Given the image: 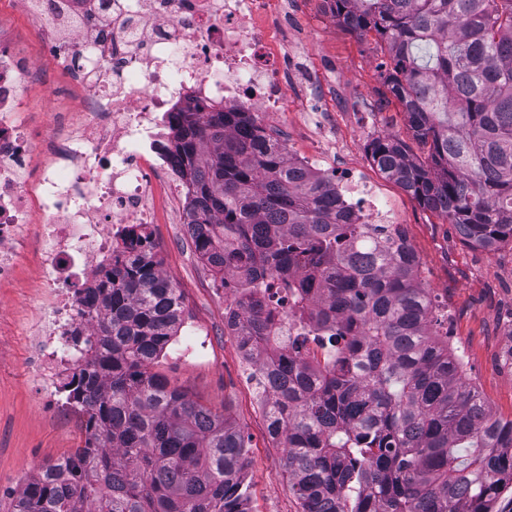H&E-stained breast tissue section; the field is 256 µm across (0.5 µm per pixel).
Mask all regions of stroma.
I'll list each match as a JSON object with an SVG mask.
<instances>
[{
  "instance_id": "stroma-1",
  "label": "stroma",
  "mask_w": 512,
  "mask_h": 512,
  "mask_svg": "<svg viewBox=\"0 0 512 512\" xmlns=\"http://www.w3.org/2000/svg\"><path fill=\"white\" fill-rule=\"evenodd\" d=\"M288 32L300 54L289 71L288 109L266 132L279 138L295 159L316 158L328 172L358 169L365 183L403 225L421 258V277L440 314L451 316L453 343L464 354L465 382L475 385L496 417L512 419V246L493 252L465 246L454 225L420 206L374 167L370 141L406 134L398 103L386 102L379 65L386 56L375 35L358 39L327 13L323 0H288ZM41 81L25 87L24 118L35 129L50 126L55 112L75 108L73 96H55L66 76L43 60ZM151 227L160 269L178 289L204 348L184 357L175 336L156 362V372L214 412L229 416L251 439L249 512H299L283 471V451L267 436L257 391L239 350L224 331V298L207 264L173 210L163 184L153 187ZM36 255L22 248L13 283L0 286V489L23 485L45 463L69 457L82 446L81 422L45 406L32 371L27 321L42 302L36 286Z\"/></svg>"
}]
</instances>
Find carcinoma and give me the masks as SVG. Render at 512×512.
Returning a JSON list of instances; mask_svg holds the SVG:
<instances>
[{
  "mask_svg": "<svg viewBox=\"0 0 512 512\" xmlns=\"http://www.w3.org/2000/svg\"><path fill=\"white\" fill-rule=\"evenodd\" d=\"M330 2L350 33L379 39L383 83L427 151L378 136L377 170L465 245H512V0ZM176 147L214 276L294 297L303 332L286 349L262 308L245 301L240 318L301 512H494L512 489V419L462 381L400 225L360 223L249 112H184ZM132 235L138 249L88 289L99 343L62 386L84 445L9 490L6 512H247L249 437L153 371L184 308L150 234ZM310 340L326 350L314 368Z\"/></svg>",
  "mask_w": 512,
  "mask_h": 512,
  "instance_id": "obj_1",
  "label": "carcinoma"
}]
</instances>
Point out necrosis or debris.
Listing matches in <instances>:
<instances>
[{"label":"necrosis or debris","instance_id":"1","mask_svg":"<svg viewBox=\"0 0 512 512\" xmlns=\"http://www.w3.org/2000/svg\"><path fill=\"white\" fill-rule=\"evenodd\" d=\"M46 55L82 95L57 113L41 143L18 118L37 64L0 30V282L15 278L20 243L36 253L45 302L30 327L33 369L45 394L85 354L86 291L122 235L153 221L152 183L163 179L180 209L189 198L169 141L184 112L285 111L286 0H18ZM366 224L390 217L354 169L334 175Z\"/></svg>","mask_w":512,"mask_h":512}]
</instances>
